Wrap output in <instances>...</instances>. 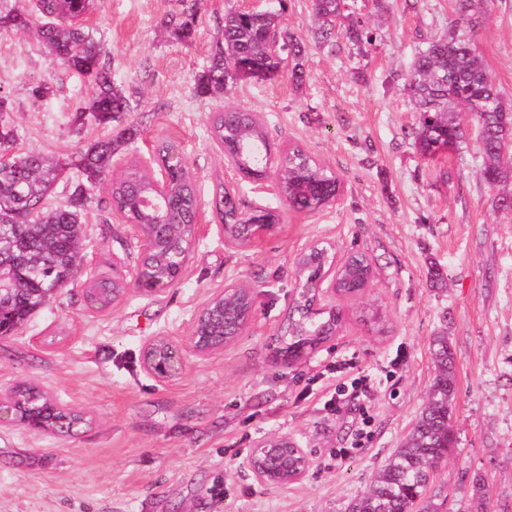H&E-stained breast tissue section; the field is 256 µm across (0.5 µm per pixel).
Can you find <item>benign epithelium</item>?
<instances>
[{
    "label": "benign epithelium",
    "mask_w": 512,
    "mask_h": 512,
    "mask_svg": "<svg viewBox=\"0 0 512 512\" xmlns=\"http://www.w3.org/2000/svg\"><path fill=\"white\" fill-rule=\"evenodd\" d=\"M134 234L143 242V253L148 254L157 247L155 234L151 224L131 225ZM248 243L252 244L264 239L274 229L275 225L266 221L254 220L245 225ZM124 261L113 256L112 281L129 285L135 281L138 286L149 291H161L174 285L180 280L183 268H178L174 277H169L161 268H146L142 265L136 267L134 273L128 275L123 270ZM306 267L298 264V286L291 307H307L315 311H325L329 305L323 303V283H329V290L336 291V266L332 265L319 271L314 280L303 278ZM248 289L254 293V287L244 281H235L224 287V290L215 294L196 317L188 336L175 341L167 336H154L144 345L142 350V364L144 369L153 376L171 381L179 377L184 368L186 357L193 354L197 357H206L215 351L224 348L231 339L241 335V331L249 327L255 316L254 303L249 305L237 316H227L224 305V296L229 292H237L239 288ZM309 466L308 458L303 449L286 437H276L259 442L251 455L249 468L254 477L263 483L284 484L300 480Z\"/></svg>",
    "instance_id": "obj_1"
}]
</instances>
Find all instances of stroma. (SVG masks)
Returning <instances> with one entry per match:
<instances>
[{
    "label": "stroma",
    "mask_w": 512,
    "mask_h": 512,
    "mask_svg": "<svg viewBox=\"0 0 512 512\" xmlns=\"http://www.w3.org/2000/svg\"><path fill=\"white\" fill-rule=\"evenodd\" d=\"M376 33L374 44L314 37L310 0H288L282 26L305 46V80L240 82L223 98L197 93L226 12L246 0H198L192 38L164 22L179 0H92L84 24L102 61L131 102L123 124L136 135L112 159L151 166L157 138L175 141L202 202V225L179 283L161 292L130 289L102 311L87 308L81 285L112 272L113 257L138 264L142 243L111 213L100 185L82 216L77 285L54 294L12 336L0 337V392L31 383L63 408L90 417L72 434L0 422V512H345L399 447L435 375L434 337L455 356L456 444L431 490L446 512H512V211L479 177L475 138L437 162L417 151L419 114L404 91L418 44L447 32L455 0H351ZM475 50L512 102V0H486L473 15ZM43 95H34L36 87ZM0 91L11 103L16 147L65 163L46 204H66L77 171L68 162L112 134L94 117L71 122L89 104L86 78L53 62L29 32H0ZM231 102L260 117L276 146L296 143L339 177L338 199L294 211L274 179L258 184L224 159L209 118ZM451 174L442 182L441 171ZM231 187L245 212L280 213L258 244L225 245L212 200ZM324 247L341 263L361 253L372 281L359 296H337L336 336L295 363L277 360V335L297 286L296 260ZM255 287V319L223 350L189 357L163 382L141 353L155 336L189 333L197 314L226 284ZM356 362L370 395L334 409L328 368ZM366 429L357 440V429ZM285 436L309 458L305 476L263 484L248 467L259 440ZM485 480L478 497L474 477Z\"/></svg>",
    "instance_id": "obj_1"
}]
</instances>
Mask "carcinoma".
<instances>
[{"label": "carcinoma", "instance_id": "obj_1", "mask_svg": "<svg viewBox=\"0 0 512 512\" xmlns=\"http://www.w3.org/2000/svg\"><path fill=\"white\" fill-rule=\"evenodd\" d=\"M482 0H456L460 25L448 35L431 38L418 48L405 77L404 89L419 112L418 126L411 132L422 157L434 160L464 143V115L482 129L478 150L483 164L480 176L490 188L512 180V165L505 163L501 143L512 134V102L506 101L473 48L468 28L470 17ZM88 0H31L8 4L0 0V31L35 29L39 41L53 59L86 76L95 89L87 109L72 115L75 125L84 123L86 111L102 123L119 120L130 111V101L112 82L101 62L102 50L90 29L81 25ZM317 23L315 36L321 46L334 51L339 19L348 20L345 36L351 42H372L365 22L348 14V0H311ZM278 12L253 13L234 10L224 14L209 54V63L197 79V91L217 98L236 81L271 80L286 72L300 85L304 77V48L299 39L283 30ZM194 6L165 22L180 39L191 36ZM211 138L219 149H228L233 165L243 175L262 180L267 175L269 138L258 118L233 105H226L210 119ZM136 135L133 127H121L106 141L95 142L75 156L73 165L82 179L71 183L67 204L50 211L42 209L62 173V165L39 153L14 152L16 135L10 121H0V258L16 268L12 291L0 306V336H8L51 297L75 284L80 264L83 233L82 213L92 189L109 182V207L138 224H190L195 217L198 190L190 168L169 172L166 189L159 193L152 176L132 165L114 177L112 156ZM276 181L279 195L292 207L316 210L341 194L340 179L301 147L292 145L279 156ZM214 209L219 223L245 224L250 214L240 210L233 192L225 188L216 195ZM169 264L189 259L185 243L170 234L157 251ZM370 263L362 254H352L336 269V291L350 294L365 282ZM123 293L110 278L83 285V298L91 309L103 310ZM341 318L329 310L316 315L296 310L284 326L286 347L313 346L331 338ZM436 375L427 401L414 426L389 457L368 490L352 499L346 512H440L443 504L428 494L438 463L448 458L455 437L451 416L456 395L455 363L448 337L432 343ZM21 412L44 421L64 418L66 428L80 426L83 416L49 406L50 399L32 385L15 390Z\"/></svg>", "mask_w": 512, "mask_h": 512}]
</instances>
